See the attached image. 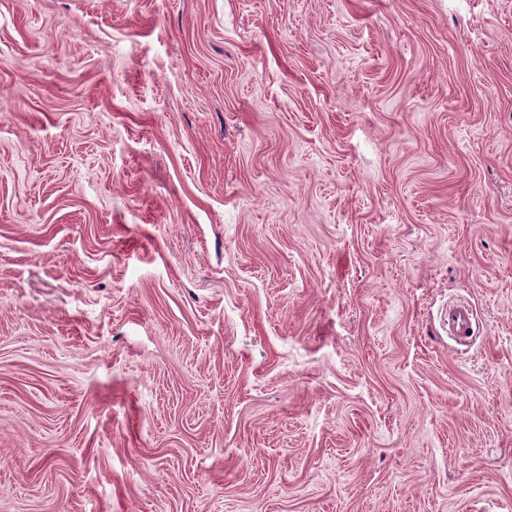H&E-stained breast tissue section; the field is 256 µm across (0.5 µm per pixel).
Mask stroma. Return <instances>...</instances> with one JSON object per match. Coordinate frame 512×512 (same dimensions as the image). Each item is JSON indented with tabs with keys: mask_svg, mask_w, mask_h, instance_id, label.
<instances>
[{
	"mask_svg": "<svg viewBox=\"0 0 512 512\" xmlns=\"http://www.w3.org/2000/svg\"><path fill=\"white\" fill-rule=\"evenodd\" d=\"M508 505L512 0H0V512Z\"/></svg>",
	"mask_w": 512,
	"mask_h": 512,
	"instance_id": "35a3bbf8",
	"label": "stroma"
}]
</instances>
